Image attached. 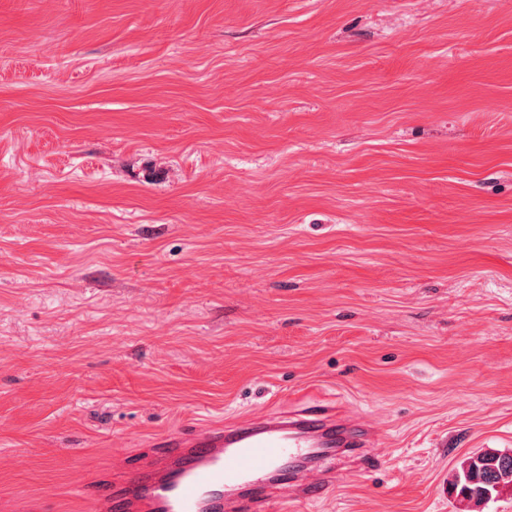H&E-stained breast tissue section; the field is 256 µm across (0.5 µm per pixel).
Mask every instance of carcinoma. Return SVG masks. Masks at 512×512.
I'll list each match as a JSON object with an SVG mask.
<instances>
[{"label":"carcinoma","instance_id":"carcinoma-1","mask_svg":"<svg viewBox=\"0 0 512 512\" xmlns=\"http://www.w3.org/2000/svg\"><path fill=\"white\" fill-rule=\"evenodd\" d=\"M450 489L467 504L466 512H477L512 487V453L487 451L463 458L448 480Z\"/></svg>","mask_w":512,"mask_h":512}]
</instances>
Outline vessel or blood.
Listing matches in <instances>:
<instances>
[{"mask_svg":"<svg viewBox=\"0 0 512 512\" xmlns=\"http://www.w3.org/2000/svg\"><path fill=\"white\" fill-rule=\"evenodd\" d=\"M378 440L341 402L199 424L112 461L114 478L84 495L87 512H258L282 496L322 497L338 455L363 463Z\"/></svg>","mask_w":512,"mask_h":512,"instance_id":"b4317fda","label":"vessel or blood"}]
</instances>
